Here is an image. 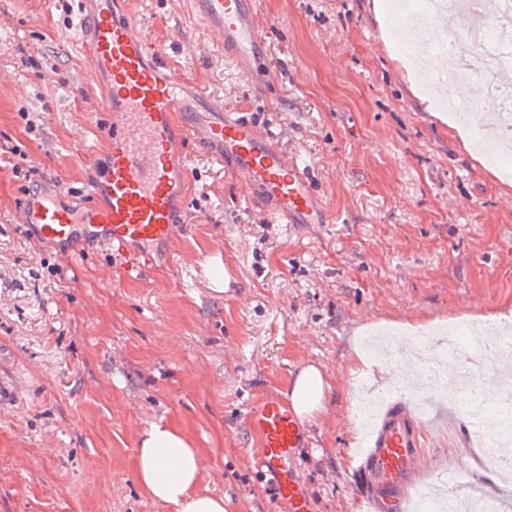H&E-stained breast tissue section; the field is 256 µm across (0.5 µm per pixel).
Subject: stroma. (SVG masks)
<instances>
[{
    "label": "stroma",
    "mask_w": 512,
    "mask_h": 512,
    "mask_svg": "<svg viewBox=\"0 0 512 512\" xmlns=\"http://www.w3.org/2000/svg\"><path fill=\"white\" fill-rule=\"evenodd\" d=\"M123 6L160 45L202 36L182 0ZM256 10L277 83L254 87L213 47L176 60L177 76L185 96L214 93L312 164L334 223L271 222L268 204L191 144L177 159L191 184L178 235L138 274L92 238L63 256L24 223L21 181L0 179V512H168L134 464L139 434L160 421L190 437L199 489L223 495L225 512H284L244 416L285 397L309 362L330 388L294 465L313 512H359L362 391L388 398L416 379L393 380L389 354L365 340H424L454 356L459 320L512 312V153L486 152L498 131L481 113L467 137L449 124L431 83L406 68L418 55L396 33L391 0H256ZM104 87L77 16L57 0H0V146L24 152L63 205H85L109 161ZM456 374L416 413L410 501L450 456L483 445ZM496 471L490 461L458 474L512 512Z\"/></svg>",
    "instance_id": "35a3bbf8"
}]
</instances>
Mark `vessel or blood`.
<instances>
[{
  "label": "vessel or blood",
  "instance_id": "b4317fda",
  "mask_svg": "<svg viewBox=\"0 0 512 512\" xmlns=\"http://www.w3.org/2000/svg\"><path fill=\"white\" fill-rule=\"evenodd\" d=\"M185 2L206 37L216 39L257 86L277 81L255 0ZM76 3L86 55L92 68L108 79L102 110L112 124L111 159L92 189L91 203L66 207L48 192L28 199L25 219L37 225L41 238L64 245L89 235L137 257L150 247L171 245L178 200L187 190L175 158L185 140L199 131L218 147L225 173L244 174L247 186L273 203L275 222L333 223L309 164L289 157L273 130L225 111L210 94H203L198 106L187 100L169 52L148 37L136 15L118 11V0ZM426 398L416 390L387 403L366 442L364 477L370 496L385 502L391 512H410L404 488L421 446L414 411ZM246 422L257 440L255 463L271 477L277 500L287 512H311L293 464L294 450L307 441L302 419L288 402L268 396L250 408Z\"/></svg>",
  "mask_w": 512,
  "mask_h": 512
}]
</instances>
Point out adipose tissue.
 <instances>
[{"label": "adipose tissue", "instance_id": "1", "mask_svg": "<svg viewBox=\"0 0 512 512\" xmlns=\"http://www.w3.org/2000/svg\"><path fill=\"white\" fill-rule=\"evenodd\" d=\"M327 387L325 374L316 365H306L288 391L297 415L310 419L321 414ZM135 466L146 492L170 512H224L223 496L199 492L200 455L181 429L158 422L142 431Z\"/></svg>", "mask_w": 512, "mask_h": 512}]
</instances>
